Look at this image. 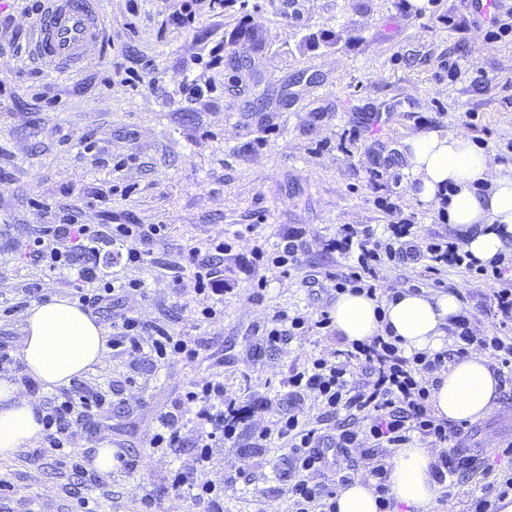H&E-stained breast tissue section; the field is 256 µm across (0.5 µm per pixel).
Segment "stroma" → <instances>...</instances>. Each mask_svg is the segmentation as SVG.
<instances>
[{
    "instance_id": "1",
    "label": "stroma",
    "mask_w": 512,
    "mask_h": 512,
    "mask_svg": "<svg viewBox=\"0 0 512 512\" xmlns=\"http://www.w3.org/2000/svg\"><path fill=\"white\" fill-rule=\"evenodd\" d=\"M96 9L114 42L106 54L90 49L84 67L60 74L25 46L0 83V346L18 352L26 288L70 294L62 273L24 257L40 222L34 200L79 211L87 224L168 225L153 252L169 263L224 232L256 230L225 257L224 312L209 324L194 321L195 295L177 289L168 272L151 262L132 270L113 262L111 249L100 251L102 273L145 282L143 294L124 298V310L195 339L199 356L157 366L106 354L81 381L107 391L112 404L84 426L77 461L43 441L0 460L9 482L0 512H77L87 495L98 512H140L146 493L154 512H190L187 495L173 491L166 475L189 466L193 450H152L150 429L217 366L225 390L250 411L236 442L216 451L212 477L224 484V512H289L291 450L277 438L257 447L271 419L259 403L286 397L293 370L312 356L332 358L346 342L329 328L289 336L255 361L248 350L275 312L311 315L329 306L304 278L345 269L346 260L325 249L339 225L389 223L367 185L383 159L391 161L385 188L399 190L404 216L422 233L451 234L436 204L411 195L398 148L420 134L422 115L443 130L475 115L470 137L492 154L511 141L512 34L487 39L471 0H424L417 8L409 0H224L223 12L165 30L169 0H97ZM130 17L132 31L124 26ZM144 57L154 69L141 83L113 75V62L132 69ZM185 78L200 83L202 96L176 95ZM371 111L384 116L374 134L365 128ZM89 134L123 162L122 171L91 164ZM294 226L306 229L299 268L286 274L257 265L266 287L249 300L232 272L235 255L257 240L276 243ZM442 281L474 313L475 332H490L492 285L458 269ZM473 425V455L503 470L495 445L512 438V390L501 389ZM103 444L121 449L133 468L76 475L73 463L88 464Z\"/></svg>"
}]
</instances>
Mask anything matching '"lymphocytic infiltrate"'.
<instances>
[{
  "label": "lymphocytic infiltrate",
  "instance_id": "lymphocytic-infiltrate-1",
  "mask_svg": "<svg viewBox=\"0 0 512 512\" xmlns=\"http://www.w3.org/2000/svg\"><path fill=\"white\" fill-rule=\"evenodd\" d=\"M384 210L391 218L383 230L370 224L340 225L329 250L351 258L347 271L327 273L335 293L346 291L377 293L379 271L388 262L424 264L427 272L440 274L448 268L465 270L477 279L495 284L493 316L497 328L477 335L471 317L462 315L451 328L452 347L435 353L406 355L399 338L379 335L352 344L339 351L336 359L310 358L306 366L288 378V400L278 405L271 426L261 432V439L276 436L288 439L294 465L300 478L288 485L292 512H336V490L321 480L322 475L338 473L339 483L351 476L345 465L352 453H359L369 467L363 478L375 484L379 512H389V473L377 457L386 448H404L414 439L441 445L432 465L438 483L463 479L480 468L478 458L463 448L470 429L437 418L430 405L437 375L449 362L484 350L499 362L505 374L501 383L512 385V256L500 254L495 265H479L459 238L443 235L422 236L409 219L400 215L397 204L388 202ZM164 224H83L73 211L59 215L56 223L38 225L29 239L25 255L49 270L75 271L71 295L81 307L111 311L119 300L142 293L143 280L130 278L117 283L105 280L96 263L88 261L89 252L109 242L126 246L124 263L143 265L147 246L166 235ZM244 231H234L232 239H211L206 248H190L185 264L168 265L174 283L192 277L194 292L203 303L195 311L199 322L214 320L222 303L223 289L218 286L220 271L214 260L231 252L233 240L244 238ZM304 246L302 229L289 230L273 250L256 245L250 256L239 257L238 271L251 276L255 264L265 260L284 269L298 267ZM331 324L328 311L312 317L303 313L276 312L270 327L252 345V356L280 344L288 331L324 329ZM113 351L136 354L148 352L152 360L195 359V340L176 334L163 324L144 321L135 315H121L111 339ZM323 401L328 416L336 420L337 435L325 439L321 431L303 415L301 404L306 396ZM107 403V394L91 387L60 391L46 406L42 417L45 438L60 455L71 454L75 444L73 427L92 418ZM243 421V409L235 397L224 391V376L215 371L201 383L188 389L182 398L161 414L152 429L151 447L176 449L184 444L183 431L194 427L196 448L191 473L173 471L168 481L173 489L188 488L191 502L199 512H224V487L210 479L214 449L235 442Z\"/></svg>",
  "mask_w": 512,
  "mask_h": 512
}]
</instances>
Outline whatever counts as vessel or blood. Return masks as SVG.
<instances>
[{
	"label": "vessel or blood",
	"mask_w": 512,
	"mask_h": 512,
	"mask_svg": "<svg viewBox=\"0 0 512 512\" xmlns=\"http://www.w3.org/2000/svg\"><path fill=\"white\" fill-rule=\"evenodd\" d=\"M102 27L93 0H46L33 29V50L57 71L79 69L89 47L100 45Z\"/></svg>",
	"instance_id": "vessel-or-blood-1"
}]
</instances>
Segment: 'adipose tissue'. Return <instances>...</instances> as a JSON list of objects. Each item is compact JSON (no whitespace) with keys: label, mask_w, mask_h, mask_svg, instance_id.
<instances>
[{"label":"adipose tissue","mask_w":512,"mask_h":512,"mask_svg":"<svg viewBox=\"0 0 512 512\" xmlns=\"http://www.w3.org/2000/svg\"><path fill=\"white\" fill-rule=\"evenodd\" d=\"M420 201H437L448 193V222L480 263L489 264L512 240V165L494 161L461 129L431 130L407 139L401 149ZM461 312L457 293L401 291L395 298L345 292L330 309L331 321L347 343L392 330L406 352L443 348L448 328ZM107 331L69 299L54 296L32 304L24 313L18 342L28 374L43 390L69 386L101 363ZM500 393L498 376L488 359L473 353L453 362L439 375L431 394L437 417L452 422L482 417ZM39 407L20 387L0 378V458L34 445L42 436ZM433 456L418 445L395 449L391 460V494L407 512H434L441 486L432 476Z\"/></svg>","instance_id":"1"}]
</instances>
